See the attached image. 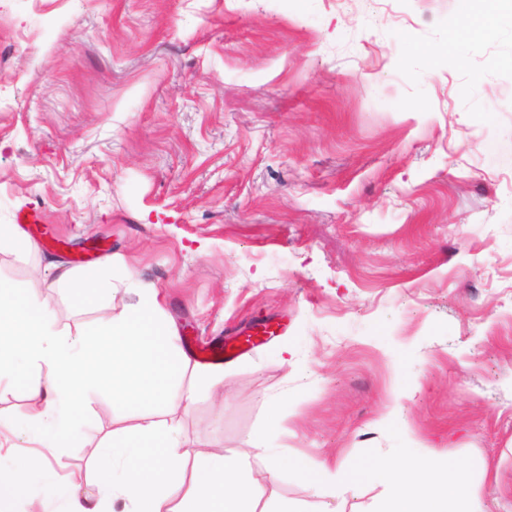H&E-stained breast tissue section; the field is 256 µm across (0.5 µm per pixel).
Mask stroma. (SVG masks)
Returning <instances> with one entry per match:
<instances>
[{"instance_id": "1", "label": "stroma", "mask_w": 512, "mask_h": 512, "mask_svg": "<svg viewBox=\"0 0 512 512\" xmlns=\"http://www.w3.org/2000/svg\"><path fill=\"white\" fill-rule=\"evenodd\" d=\"M459 20L458 0H0V225L43 229L0 282L72 331L158 288L187 352L282 323L166 416L181 453L247 461L259 512H379L366 468L408 446L512 512V18L449 42ZM112 259L130 275L99 305L55 285ZM30 407L0 392L19 457ZM141 415L90 394L60 482ZM337 468L362 477L335 492Z\"/></svg>"}]
</instances>
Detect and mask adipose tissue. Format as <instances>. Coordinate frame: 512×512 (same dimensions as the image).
Returning <instances> with one entry per match:
<instances>
[{
    "instance_id": "1",
    "label": "adipose tissue",
    "mask_w": 512,
    "mask_h": 512,
    "mask_svg": "<svg viewBox=\"0 0 512 512\" xmlns=\"http://www.w3.org/2000/svg\"><path fill=\"white\" fill-rule=\"evenodd\" d=\"M138 295L122 317L70 332L55 328L38 293L0 285V386H17L40 403L16 425L38 453L11 463L0 454V463L8 465L0 478V512H11V501L33 482L42 486L46 501H63L64 512H112L118 500L124 512H256L255 485L240 458L207 454L187 461L173 427L150 418L136 433L161 437L166 454L147 459L134 452L118 462L103 451L94 461L91 492L74 481L59 485L46 451L70 436L90 391L111 385L119 408L138 400L147 408L166 407L172 382L189 365L176 347L177 331L164 316L158 289L144 287ZM403 457L385 469L392 492L383 512H480L464 476L439 489L423 476L429 462L413 459L408 448ZM177 493L180 503L166 508Z\"/></svg>"
}]
</instances>
